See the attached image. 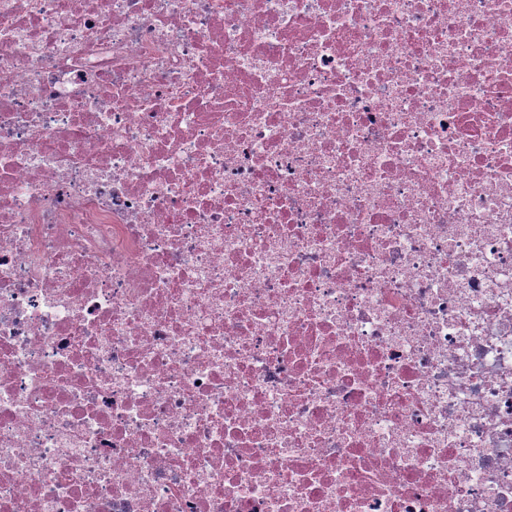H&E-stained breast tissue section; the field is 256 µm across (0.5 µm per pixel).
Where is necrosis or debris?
I'll return each mask as SVG.
<instances>
[{
  "mask_svg": "<svg viewBox=\"0 0 512 512\" xmlns=\"http://www.w3.org/2000/svg\"><path fill=\"white\" fill-rule=\"evenodd\" d=\"M0 512H512V0H0Z\"/></svg>",
  "mask_w": 512,
  "mask_h": 512,
  "instance_id": "obj_1",
  "label": "necrosis or debris"
}]
</instances>
